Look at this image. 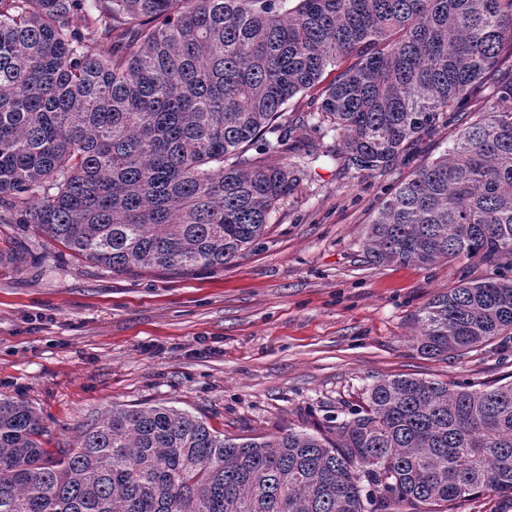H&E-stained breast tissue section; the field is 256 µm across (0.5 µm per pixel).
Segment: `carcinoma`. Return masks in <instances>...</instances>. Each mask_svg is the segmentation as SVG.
Instances as JSON below:
<instances>
[{
  "mask_svg": "<svg viewBox=\"0 0 512 512\" xmlns=\"http://www.w3.org/2000/svg\"><path fill=\"white\" fill-rule=\"evenodd\" d=\"M488 87L365 227L377 265L512 260V0H0V222L112 272L222 266L305 176L266 157L314 130L332 144L312 161L384 171ZM416 322L432 357L506 340L512 278ZM43 435L0 398V512H512V379H379L328 436L229 438L163 404L114 406L54 453Z\"/></svg>",
  "mask_w": 512,
  "mask_h": 512,
  "instance_id": "1",
  "label": "carcinoma"
}]
</instances>
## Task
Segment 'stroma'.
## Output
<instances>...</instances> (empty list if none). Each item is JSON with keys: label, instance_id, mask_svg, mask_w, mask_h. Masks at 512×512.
Listing matches in <instances>:
<instances>
[{"label": "stroma", "instance_id": "1", "mask_svg": "<svg viewBox=\"0 0 512 512\" xmlns=\"http://www.w3.org/2000/svg\"><path fill=\"white\" fill-rule=\"evenodd\" d=\"M463 126L450 119L374 175L312 163L264 235L221 267L112 272L36 225L0 223V396L37 412L53 451L119 405L174 406L228 437L325 432L383 377L511 375L512 341L429 358L415 317L461 280L512 277V266L376 265L363 249L381 200Z\"/></svg>", "mask_w": 512, "mask_h": 512}]
</instances>
